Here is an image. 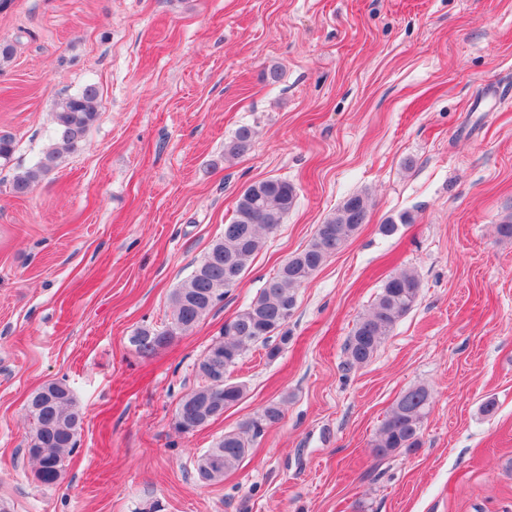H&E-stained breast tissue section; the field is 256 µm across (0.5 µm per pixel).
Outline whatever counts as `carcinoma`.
<instances>
[{
    "label": "carcinoma",
    "mask_w": 512,
    "mask_h": 512,
    "mask_svg": "<svg viewBox=\"0 0 512 512\" xmlns=\"http://www.w3.org/2000/svg\"><path fill=\"white\" fill-rule=\"evenodd\" d=\"M100 110L99 89L87 83L78 92L66 95L55 104L53 140L42 156L30 167L16 174L12 191L23 195L54 168L62 154L76 149L97 120ZM253 130L239 127L224 143V156L237 157L251 146ZM295 187L286 180L267 178L246 186L239 194L234 216L224 225V235L216 240L191 276L171 294V315L165 327L174 339L197 326L206 314L224 299L233 287L229 272L242 279L257 255L264 249L268 236L277 230L294 207ZM368 198L353 194L336 212L329 215L309 243L290 256L276 274L259 289L254 298L232 318L224 322L221 337L208 351L224 355L228 368L235 367L249 346L260 343L268 347L267 357L273 359L288 344V323L295 310L297 290L327 259L346 245L367 222ZM421 290L418 276L402 270L386 277L369 310L356 321L346 344L347 366L368 363L399 321L415 306ZM155 330L143 327L131 338L141 354L155 349L149 337ZM279 343L269 346L272 338ZM203 363L196 371L203 385L190 390L177 407L189 402L210 400L213 383L203 373ZM245 386L224 383V406L236 405L244 396ZM27 417L35 431L34 443L25 453L34 465L35 479L46 486L58 484V474L65 472V462L78 450L83 413L76 407L69 387L60 381L45 383L30 395ZM432 404V393L424 386L404 391L382 421L372 443V453L384 458L399 451H412L421 445L422 428ZM284 418L283 403L270 402L261 413L239 430L224 433L196 461L198 475L208 482H221L236 470L248 455L253 443L269 428Z\"/></svg>",
    "instance_id": "carcinoma-1"
}]
</instances>
